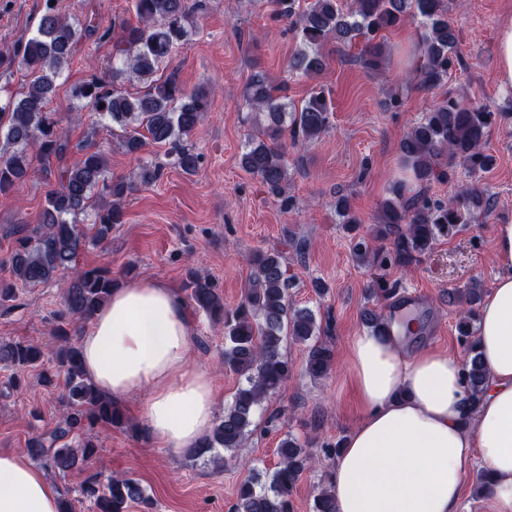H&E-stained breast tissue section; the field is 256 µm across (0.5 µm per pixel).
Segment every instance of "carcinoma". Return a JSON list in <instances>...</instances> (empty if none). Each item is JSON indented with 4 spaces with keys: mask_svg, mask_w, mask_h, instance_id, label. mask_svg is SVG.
Instances as JSON below:
<instances>
[{
    "mask_svg": "<svg viewBox=\"0 0 512 512\" xmlns=\"http://www.w3.org/2000/svg\"><path fill=\"white\" fill-rule=\"evenodd\" d=\"M274 16L295 24L301 48L288 61V71L311 76L324 69L321 47L332 39L362 44L357 61L367 69L379 67L382 48L376 43L380 33L401 25L407 18H420L421 32L411 67L413 79L427 88L448 78V66L455 51L456 36L448 18V0H268ZM198 0H132L134 22H123L112 30L115 50L112 70L93 73L72 90L77 111L88 110L117 127L119 145L129 154H138L148 145L164 149V161L145 162L137 180L142 185L157 181L167 165L183 173H195L202 156L188 148L186 139L211 110V92L200 88L186 93L175 72L160 73L163 63L197 33L195 12ZM88 29L63 16L52 0H44L43 13L35 34L18 45L0 51V68L13 66L26 71L28 85L21 96L0 103V195L10 193L16 182L33 171L34 159L60 162L56 186L45 197L42 221L23 229L16 240L8 265L10 279L0 281V305L16 299V285H37L70 274L63 292L64 310L53 329L59 341L55 365L39 344L0 340V365L11 370L7 385L17 390L29 371L38 372L47 388L65 375L61 393V416L56 424L33 437L27 453L36 462L65 475L85 471L98 456V445L87 435L97 425L121 427L126 417L121 407L102 394L85 375L79 344L73 341L70 324L87 322L104 306L119 285L112 271L98 266H78L80 252L89 245L103 243L112 227L124 222V203L134 184L114 177L105 154L92 146H71L59 130L56 113L48 103L56 83L69 67L76 45ZM126 83L140 85L130 93ZM283 87L270 85L255 74L244 90V100L256 114V133L241 154L240 166L258 178L280 199L283 212L293 209L288 195V159L284 136L294 142L313 141L331 123V113L323 89L312 90L296 104L280 94ZM265 115L259 122L257 114ZM489 106L447 98L427 112L403 137L400 150L416 183L428 186L448 177V166L460 165L472 173L489 166L482 152L494 121ZM76 153L72 163L67 155ZM490 200L477 186L467 188L462 200H432L426 191L410 193L396 182L381 204L376 236L389 246L371 251L363 239L352 245L355 259L377 271L372 294L390 301L397 288L387 286L391 268H409L428 255L442 238L457 234L474 214L489 209ZM339 223L353 230L359 223L347 197L335 203ZM93 217L83 223V217ZM251 278L244 298L234 307L224 306L216 284L194 272L188 274V300L209 319L224 326V368L244 377L224 416L206 440L208 448L233 452L242 447L254 431V418L262 403L275 395L292 373L283 352L292 341L305 347V371L313 378L328 374L335 359L331 342L332 319L316 318L308 308L289 299L290 281L283 251L275 246L260 248L249 258ZM482 289L473 282L456 292L459 306L458 329L467 337L465 377L471 395L482 393L486 374L482 368L473 322ZM367 327L390 330L385 317L374 309L363 313ZM279 460L265 482L252 471L239 486L233 512H294L293 491L302 472L312 465L298 439L287 437L278 448ZM81 494L93 502L96 512H128L133 504L152 512L153 501L139 482L126 475L91 473L81 485ZM313 512H335L333 491L323 486L313 500Z\"/></svg>",
    "mask_w": 512,
    "mask_h": 512,
    "instance_id": "obj_1",
    "label": "carcinoma"
}]
</instances>
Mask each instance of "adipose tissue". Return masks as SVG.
<instances>
[{"label": "adipose tissue", "mask_w": 512, "mask_h": 512, "mask_svg": "<svg viewBox=\"0 0 512 512\" xmlns=\"http://www.w3.org/2000/svg\"><path fill=\"white\" fill-rule=\"evenodd\" d=\"M495 255L500 272L477 320L479 398L459 357L410 353L404 330L354 337L362 414L330 476L336 512H459L478 465L487 512H512V223L498 225ZM193 336L177 291L140 279L113 290L79 341L85 374L113 401L147 391L144 434L176 454L202 446L218 411L211 375L191 362ZM62 499L40 467L0 452V512H60Z\"/></svg>", "instance_id": "obj_1"}]
</instances>
